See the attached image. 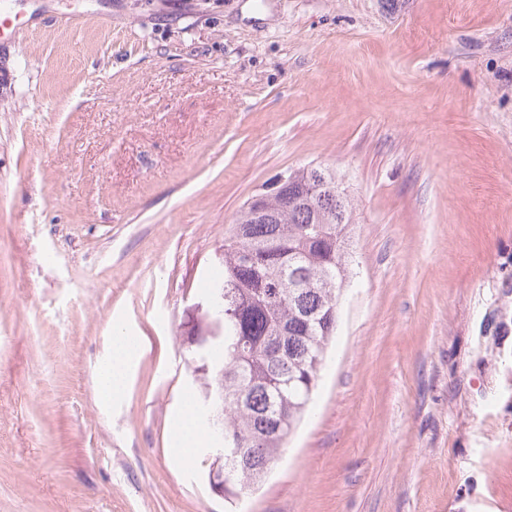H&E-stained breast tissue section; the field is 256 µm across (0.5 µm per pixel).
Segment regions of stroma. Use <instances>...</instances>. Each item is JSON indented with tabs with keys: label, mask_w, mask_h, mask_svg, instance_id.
<instances>
[{
	"label": "stroma",
	"mask_w": 512,
	"mask_h": 512,
	"mask_svg": "<svg viewBox=\"0 0 512 512\" xmlns=\"http://www.w3.org/2000/svg\"><path fill=\"white\" fill-rule=\"evenodd\" d=\"M0 512H226L175 460L224 232L335 169L352 274L241 512H512V0H0ZM140 343L122 397L114 327ZM137 352L136 339L117 330L115 336H112V359L102 369L98 379V388L103 399L110 400L124 393Z\"/></svg>",
	"instance_id": "1"
}]
</instances>
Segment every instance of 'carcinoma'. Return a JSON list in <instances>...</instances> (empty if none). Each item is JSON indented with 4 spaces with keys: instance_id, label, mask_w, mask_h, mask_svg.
<instances>
[{
    "instance_id": "obj_1",
    "label": "carcinoma",
    "mask_w": 512,
    "mask_h": 512,
    "mask_svg": "<svg viewBox=\"0 0 512 512\" xmlns=\"http://www.w3.org/2000/svg\"><path fill=\"white\" fill-rule=\"evenodd\" d=\"M311 175L307 167L280 174L244 203L225 233L224 271L211 283L223 322L188 331L203 404L224 429L209 474L229 503L281 456L336 332L354 207L340 225L330 197L303 199Z\"/></svg>"
}]
</instances>
